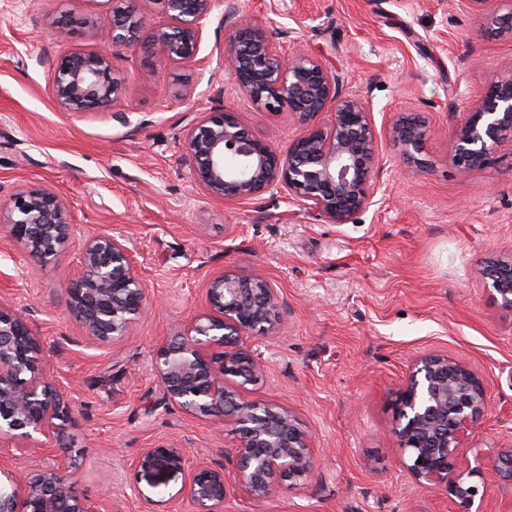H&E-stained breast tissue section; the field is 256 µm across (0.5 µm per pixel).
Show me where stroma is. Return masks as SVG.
Instances as JSON below:
<instances>
[{
	"label": "stroma",
	"instance_id": "35a3bbf8",
	"mask_svg": "<svg viewBox=\"0 0 512 512\" xmlns=\"http://www.w3.org/2000/svg\"><path fill=\"white\" fill-rule=\"evenodd\" d=\"M285 49L321 55L373 105L376 130L420 116L433 130L422 164L383 143L375 203L349 224L263 195L239 203L192 181L183 132L216 105L279 150L297 133L292 114L242 99L218 66L227 33L220 12L203 25L197 62L174 65L150 45L119 51L122 96L93 113L57 104L52 65L66 51H96L110 0H0V206L29 188L66 201L73 236L53 262L0 239V307L25 311L50 376L80 413L69 430L79 494L105 512H194L172 477L146 503L131 462L172 442L235 470L239 437L213 416L169 403L156 376L158 346L205 307L212 278L262 275L285 305L269 336H245L264 369L246 401L295 413L315 449L306 482L278 481L253 498L231 487L223 512H462L445 489L417 488L394 432L396 392L419 356L440 352L484 379L491 407L468 466L484 512L512 488L490 468L512 431V308L479 274L512 261V139L470 172L453 166L452 129L465 104L512 70V42L488 36L458 0H239ZM223 100H214L215 87ZM124 236L149 310L111 346L90 344L68 310L65 273L78 272L85 239Z\"/></svg>",
	"mask_w": 512,
	"mask_h": 512
}]
</instances>
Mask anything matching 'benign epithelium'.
I'll use <instances>...</instances> for the list:
<instances>
[{
  "instance_id": "benign-epithelium-1",
  "label": "benign epithelium",
  "mask_w": 512,
  "mask_h": 512,
  "mask_svg": "<svg viewBox=\"0 0 512 512\" xmlns=\"http://www.w3.org/2000/svg\"><path fill=\"white\" fill-rule=\"evenodd\" d=\"M493 0H461L494 36L512 40V9L500 13ZM170 23L151 32L141 13L112 0V24L97 32L106 46L134 50L151 39L163 61H197L204 20L224 6L221 22L230 32L221 67L245 99L271 112H290L299 133L284 152L241 126L236 113L215 108L183 135V152L194 183L210 196L251 201L264 194L302 203L330 224H349L374 203L385 162L371 103L344 88L341 76L321 56L287 51L268 30L242 14L238 0H157ZM127 77L110 53L71 52L53 65V92L69 112H96L119 98ZM330 113L327 124L317 121ZM453 135V164L462 172L480 169L512 137V71L500 76L481 99L463 110ZM432 130L419 118L386 126L385 139L399 154L420 163ZM5 238L24 245L42 260H55L71 237L64 200L47 188L15 195L8 207ZM487 285L512 308V263L491 261L480 271ZM70 314L97 345L127 335L146 308L143 280L131 249L121 236L89 237L82 269L66 278ZM283 297L266 277L225 272L210 282L202 312L183 332L159 345L155 372L166 398L192 414L216 416L240 437L237 481L252 497H266L276 478L309 480L316 461L311 439L284 404L241 400L240 390L263 370L247 335L266 336L280 318ZM490 403L483 380L466 363L444 353H427L411 366L396 399L395 426L405 468L421 489L444 486L469 510L478 488L466 483L462 466L468 445ZM78 409L49 379L40 345L26 316L0 308V440L55 441L43 452L53 465L35 475L5 471L12 491L0 487V512H102L70 481L79 457L60 454ZM189 450L176 443L144 449L133 461L135 491L145 501L188 468ZM492 472L512 482V442L499 448ZM146 487H141V482ZM186 491L195 512H220L229 493L224 467L199 463L190 470Z\"/></svg>"
}]
</instances>
